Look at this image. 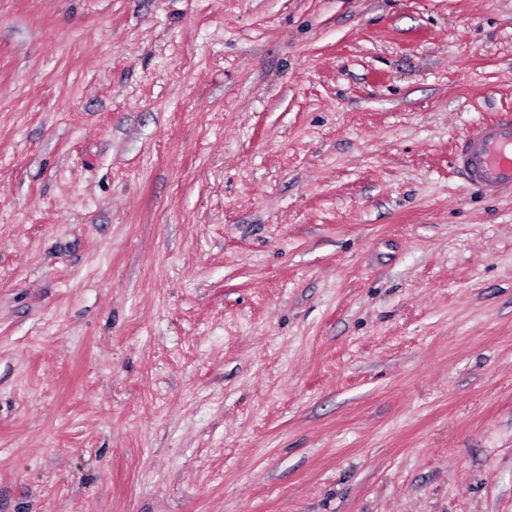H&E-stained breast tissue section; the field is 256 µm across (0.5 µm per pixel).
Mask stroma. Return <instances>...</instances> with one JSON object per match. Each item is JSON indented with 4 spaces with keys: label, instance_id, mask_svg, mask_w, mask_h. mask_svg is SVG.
Returning <instances> with one entry per match:
<instances>
[{
    "label": "stroma",
    "instance_id": "35a3bbf8",
    "mask_svg": "<svg viewBox=\"0 0 512 512\" xmlns=\"http://www.w3.org/2000/svg\"><path fill=\"white\" fill-rule=\"evenodd\" d=\"M512 0H0V512H512ZM468 182L485 194L512 189V114L500 122L480 123L456 158Z\"/></svg>",
    "mask_w": 512,
    "mask_h": 512
}]
</instances>
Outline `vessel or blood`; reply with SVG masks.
<instances>
[{
    "instance_id": "b4317fda",
    "label": "vessel or blood",
    "mask_w": 512,
    "mask_h": 512,
    "mask_svg": "<svg viewBox=\"0 0 512 512\" xmlns=\"http://www.w3.org/2000/svg\"><path fill=\"white\" fill-rule=\"evenodd\" d=\"M468 182L492 195L512 189V114L496 123H480L456 158Z\"/></svg>"
}]
</instances>
